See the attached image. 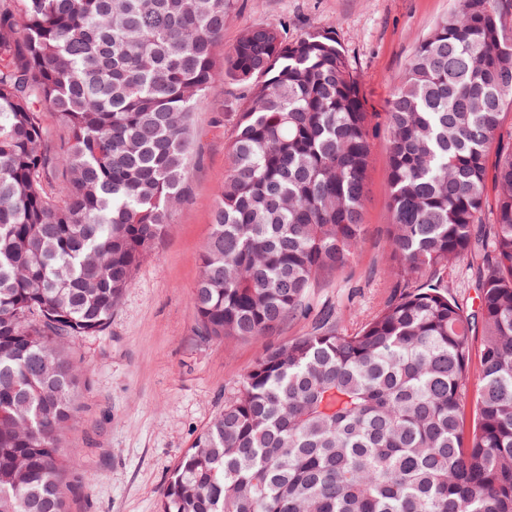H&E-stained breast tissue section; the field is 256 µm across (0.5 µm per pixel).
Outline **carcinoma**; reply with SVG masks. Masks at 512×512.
<instances>
[{"instance_id":"carcinoma-1","label":"carcinoma","mask_w":512,"mask_h":512,"mask_svg":"<svg viewBox=\"0 0 512 512\" xmlns=\"http://www.w3.org/2000/svg\"><path fill=\"white\" fill-rule=\"evenodd\" d=\"M235 4L0 0V512H70L71 345L106 328L170 223L188 118L216 79L247 101L192 292L200 338L267 335L360 247L376 113L358 78L332 33L290 41L271 24L218 65ZM507 103L512 27L489 0H459L385 112L403 292L352 334L326 324L265 349L183 455L161 512H512ZM45 108L68 127L58 147ZM477 244L469 313L440 273Z\"/></svg>"}]
</instances>
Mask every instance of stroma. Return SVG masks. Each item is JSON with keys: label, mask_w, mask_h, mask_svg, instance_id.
Instances as JSON below:
<instances>
[{"label": "stroma", "mask_w": 512, "mask_h": 512, "mask_svg": "<svg viewBox=\"0 0 512 512\" xmlns=\"http://www.w3.org/2000/svg\"><path fill=\"white\" fill-rule=\"evenodd\" d=\"M459 0H237L224 22L220 51L260 24H281L289 38L334 33L362 85L366 107L384 112L418 45ZM244 101L224 80L212 83L189 116L186 192L106 329L72 346L82 366L79 411L62 441L82 485L71 512H160L163 490L195 437L223 409L262 351L310 333L322 313L352 332L402 287L393 257L385 126L373 135L363 210L364 239L343 270L308 289L307 317H293L256 339L204 341L195 335L191 294L211 232L226 149ZM481 248L450 261L448 289L467 311L479 306Z\"/></svg>", "instance_id": "1"}]
</instances>
